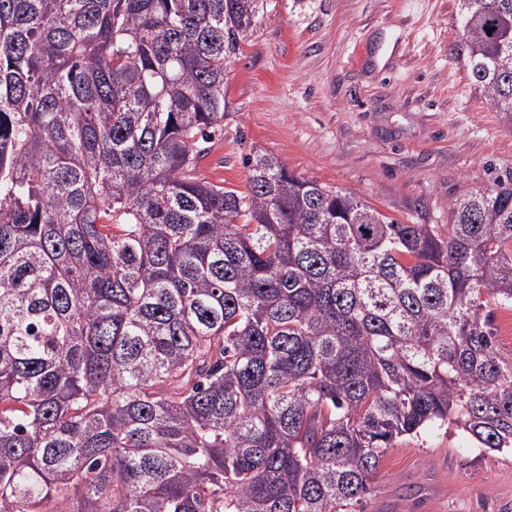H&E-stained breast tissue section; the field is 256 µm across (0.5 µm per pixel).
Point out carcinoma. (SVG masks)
I'll list each match as a JSON object with an SVG mask.
<instances>
[{"mask_svg":"<svg viewBox=\"0 0 512 512\" xmlns=\"http://www.w3.org/2000/svg\"><path fill=\"white\" fill-rule=\"evenodd\" d=\"M265 0H0V512H355L512 448V179L405 224L263 149L195 175ZM512 124V0H458ZM512 311L499 309L495 313L494 325L497 327V339L500 353L512 358V335H509Z\"/></svg>","mask_w":512,"mask_h":512,"instance_id":"1","label":"carcinoma"}]
</instances>
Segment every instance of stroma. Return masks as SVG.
<instances>
[{
    "label": "stroma",
    "instance_id": "obj_1",
    "mask_svg": "<svg viewBox=\"0 0 512 512\" xmlns=\"http://www.w3.org/2000/svg\"><path fill=\"white\" fill-rule=\"evenodd\" d=\"M456 0H267L224 73L197 173L244 189L252 148L408 224L512 177V125L471 85ZM364 512H512V449L455 428L402 438Z\"/></svg>",
    "mask_w": 512,
    "mask_h": 512
}]
</instances>
